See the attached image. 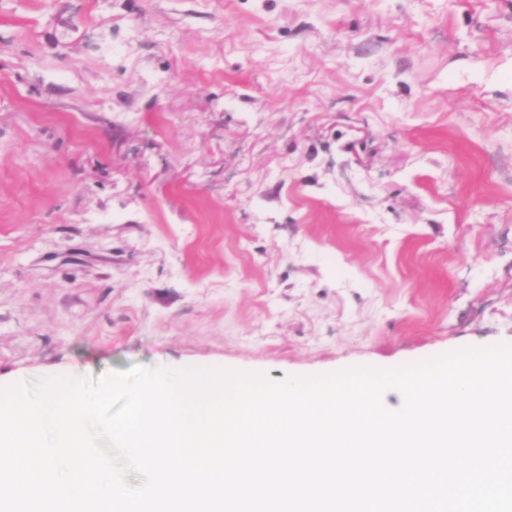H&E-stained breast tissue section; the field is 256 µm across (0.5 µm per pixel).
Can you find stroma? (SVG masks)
Returning a JSON list of instances; mask_svg holds the SVG:
<instances>
[{
  "instance_id": "stroma-1",
  "label": "stroma",
  "mask_w": 512,
  "mask_h": 512,
  "mask_svg": "<svg viewBox=\"0 0 512 512\" xmlns=\"http://www.w3.org/2000/svg\"><path fill=\"white\" fill-rule=\"evenodd\" d=\"M512 344V0H0V386Z\"/></svg>"
}]
</instances>
